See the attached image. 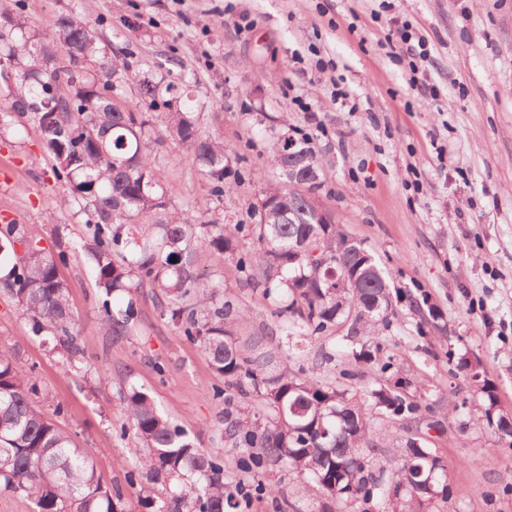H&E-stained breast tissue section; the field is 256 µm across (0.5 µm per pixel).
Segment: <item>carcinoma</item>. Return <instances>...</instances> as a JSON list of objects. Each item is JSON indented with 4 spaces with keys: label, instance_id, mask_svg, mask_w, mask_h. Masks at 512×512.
Wrapping results in <instances>:
<instances>
[{
    "label": "carcinoma",
    "instance_id": "carcinoma-1",
    "mask_svg": "<svg viewBox=\"0 0 512 512\" xmlns=\"http://www.w3.org/2000/svg\"><path fill=\"white\" fill-rule=\"evenodd\" d=\"M63 49L64 58L57 56ZM14 65V111L28 113L52 161L56 178L65 180L93 226L92 236L73 241L55 234L46 249L21 224H9L0 238V292L11 295L31 323L33 333L51 336L71 365L84 363L73 333L74 317L60 265L69 253L82 251L92 268L95 287L107 298L117 291L151 289L163 315L198 345L229 391L252 395L265 410H230L224 398V441L247 455L244 469L284 466L296 472L323 500L320 512H347L363 499L378 510L390 502L447 499L445 466L416 438L420 405L393 388L372 393L373 408L401 416L407 434L404 458L385 479L367 461L370 414L330 384L295 375L263 341L244 353L234 338L243 318L222 286L204 271L208 253L236 260L239 268L258 270L254 284L283 292L290 299L288 335L320 333L340 320L348 335H374L388 327L392 292L387 273L364 243L335 224L315 223L307 196L315 195L320 174L302 188L266 191L281 214L269 223L249 226L259 249L238 252L242 230L236 224H192L171 210L162 172L149 149L152 116L140 106L112 97L119 59L102 45L95 27L74 15L60 16L49 36L38 32L15 0H0V57ZM52 67L56 77L44 75ZM144 99H156L181 87L139 79ZM157 121L168 136L194 156L200 174L224 194V143L201 133L194 112H163ZM303 243L319 251L322 261L296 258ZM24 246L18 252L16 246ZM342 287H336V281ZM216 301L199 307L195 294ZM103 329L119 339L129 335L136 302L112 310L103 301ZM480 393L488 425L512 438V421L492 417L496 401L484 384ZM39 391L14 359L0 351V492L28 498L35 512H126L120 490L110 489L98 473L92 451L80 446L36 404ZM129 428L142 444L138 472L164 485L166 496L156 512H228L239 507L224 490V461L197 447L173 426L154 397L132 387L120 392Z\"/></svg>",
    "mask_w": 512,
    "mask_h": 512
}]
</instances>
